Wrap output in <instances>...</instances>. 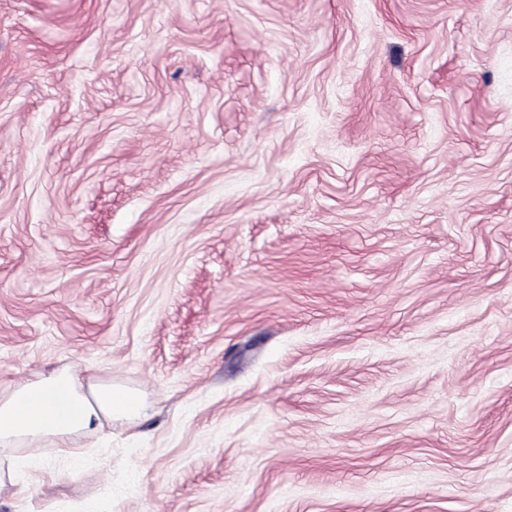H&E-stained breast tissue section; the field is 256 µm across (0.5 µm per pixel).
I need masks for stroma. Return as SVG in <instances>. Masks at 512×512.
<instances>
[{
	"label": "stroma",
	"instance_id": "1",
	"mask_svg": "<svg viewBox=\"0 0 512 512\" xmlns=\"http://www.w3.org/2000/svg\"><path fill=\"white\" fill-rule=\"evenodd\" d=\"M148 417L0 512H512V0H0V385Z\"/></svg>",
	"mask_w": 512,
	"mask_h": 512
}]
</instances>
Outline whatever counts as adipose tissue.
Instances as JSON below:
<instances>
[{"label": "adipose tissue", "mask_w": 512, "mask_h": 512, "mask_svg": "<svg viewBox=\"0 0 512 512\" xmlns=\"http://www.w3.org/2000/svg\"><path fill=\"white\" fill-rule=\"evenodd\" d=\"M138 392L112 384L95 373L79 376L65 366L36 380L0 389V489L20 476L44 472L41 455L29 444L51 441L56 457L80 466L85 449L73 436L112 420H143Z\"/></svg>", "instance_id": "ef3b65f1"}]
</instances>
